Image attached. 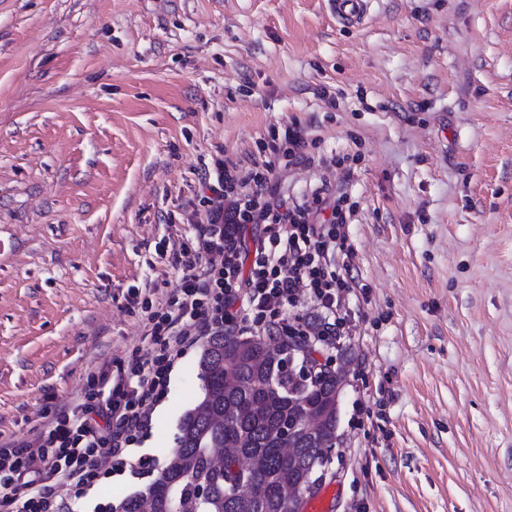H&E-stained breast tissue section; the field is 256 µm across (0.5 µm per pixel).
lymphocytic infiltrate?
<instances>
[{
  "label": "lymphocytic infiltrate",
  "mask_w": 512,
  "mask_h": 512,
  "mask_svg": "<svg viewBox=\"0 0 512 512\" xmlns=\"http://www.w3.org/2000/svg\"><path fill=\"white\" fill-rule=\"evenodd\" d=\"M315 144L294 123L271 131L262 163L246 168L214 158L207 221L172 254L177 288L165 303L141 301L148 357L114 375L92 374L94 392L30 438L0 445V512H64L58 481L83 494L100 478L98 460L121 459L144 437L175 363L203 337L312 336L317 348L335 347L344 324L337 312L351 288L336 260L345 249L347 197L325 181L291 202L278 182L282 171L300 165L331 168V160L314 158ZM251 224L264 225L265 236L249 252L244 232ZM306 302L314 318L297 314ZM100 389L106 398L97 397Z\"/></svg>",
  "instance_id": "1"
}]
</instances>
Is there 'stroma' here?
<instances>
[{
	"instance_id": "stroma-1",
	"label": "stroma",
	"mask_w": 512,
	"mask_h": 512,
	"mask_svg": "<svg viewBox=\"0 0 512 512\" xmlns=\"http://www.w3.org/2000/svg\"><path fill=\"white\" fill-rule=\"evenodd\" d=\"M0 0V442L144 356L216 155L307 126L353 213L333 512H512V0ZM336 95L329 107L319 94ZM187 349L132 457L69 512L145 491L202 395ZM363 0H333L336 18L345 24H358L364 16Z\"/></svg>"
}]
</instances>
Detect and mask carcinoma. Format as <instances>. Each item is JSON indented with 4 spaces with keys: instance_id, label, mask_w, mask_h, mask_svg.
<instances>
[{
    "instance_id": "obj_1",
    "label": "carcinoma",
    "mask_w": 512,
    "mask_h": 512,
    "mask_svg": "<svg viewBox=\"0 0 512 512\" xmlns=\"http://www.w3.org/2000/svg\"><path fill=\"white\" fill-rule=\"evenodd\" d=\"M277 357L253 337H209L199 361L202 395L179 423V464L160 470L147 491L117 504L119 512H290L288 489L301 471L324 466V445L335 447L336 378L293 394L276 377ZM308 415L319 431L298 434L285 449L279 426ZM235 449L223 465L215 453ZM209 487L201 500L195 487Z\"/></svg>"
}]
</instances>
